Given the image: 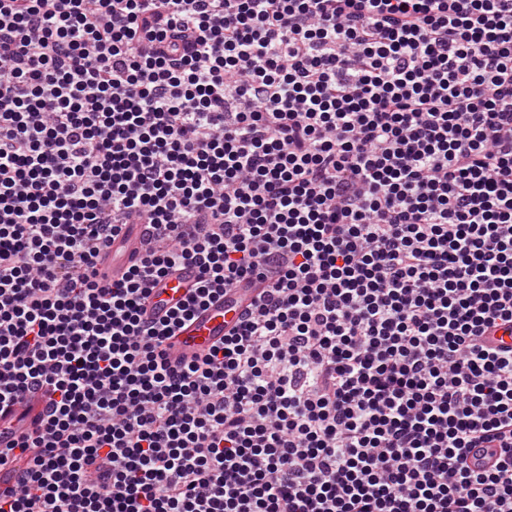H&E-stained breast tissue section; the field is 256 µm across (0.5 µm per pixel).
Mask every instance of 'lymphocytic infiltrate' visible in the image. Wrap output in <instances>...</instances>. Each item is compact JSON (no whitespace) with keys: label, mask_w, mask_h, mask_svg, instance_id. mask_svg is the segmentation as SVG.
I'll return each instance as SVG.
<instances>
[{"label":"lymphocytic infiltrate","mask_w":512,"mask_h":512,"mask_svg":"<svg viewBox=\"0 0 512 512\" xmlns=\"http://www.w3.org/2000/svg\"><path fill=\"white\" fill-rule=\"evenodd\" d=\"M500 328L512 0H0V512H512ZM190 280L191 277L187 273L170 274L160 280L147 303L146 316L162 317L176 303L183 301L186 298ZM260 283L251 288H231L220 291L194 317L180 326L169 351L174 357L191 356L224 338L238 321L241 313L248 308L253 299L262 291Z\"/></svg>","instance_id":"1"}]
</instances>
